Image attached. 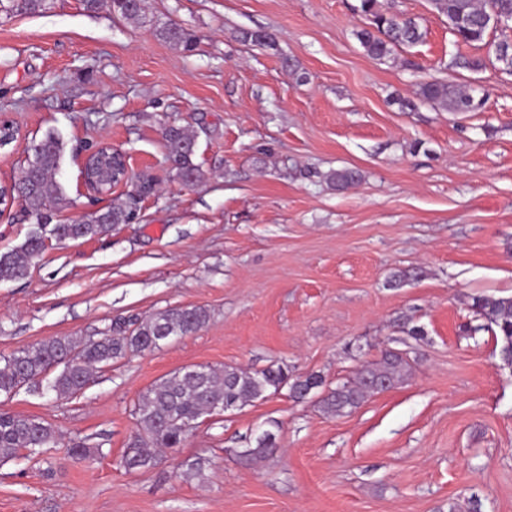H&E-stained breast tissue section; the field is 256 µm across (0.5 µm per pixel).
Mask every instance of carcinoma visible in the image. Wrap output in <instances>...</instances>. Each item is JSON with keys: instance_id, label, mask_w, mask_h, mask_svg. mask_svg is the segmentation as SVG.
I'll return each mask as SVG.
<instances>
[{"instance_id": "cac0c4a2", "label": "carcinoma", "mask_w": 512, "mask_h": 512, "mask_svg": "<svg viewBox=\"0 0 512 512\" xmlns=\"http://www.w3.org/2000/svg\"><path fill=\"white\" fill-rule=\"evenodd\" d=\"M49 0H6L0 8L11 16H30L44 12ZM433 9L448 20V29L455 42L475 46L484 41L492 28L491 18L512 21V0H431ZM112 12L127 20L138 21L144 6L111 0ZM359 11L368 19L367 26L357 32L366 54L379 61L391 58L395 51L411 47L423 40L421 22L390 12L382 0H360ZM163 42L185 52L195 50L199 37L176 23L156 29ZM241 39L259 48L275 47L273 34L265 30H243ZM492 64L504 73H512V39L494 43ZM427 103L445 112H475L483 99L462 89L452 81L431 79L420 83L414 97H399L397 104L412 111L416 102ZM165 159L169 170L186 184L203 181L204 173L193 163L195 135L182 125H168L163 131ZM26 166L21 171L15 192L25 202L26 216L35 221L25 242L18 248L0 254V281H15L27 277L35 260L44 250L43 230L50 223V209L65 204L63 185L57 180L64 154V142L51 131L40 139H32L26 148ZM359 170L342 168L329 172L326 181L336 191L358 185ZM133 195L112 203L72 224H55L51 234L59 240L91 239L105 235L118 224L132 220ZM471 309L499 339V357L503 365L512 368V298L475 296ZM209 314L201 307H178L160 312L131 327L115 321L108 333L94 340H74L56 337L18 350L0 359V395L10 397L24 386L48 379L49 390L58 396L75 395L93 381L97 370L112 365L130 352H145L160 337L187 336L202 329ZM405 363L395 351H387L381 360L360 372L353 381L336 385L323 392L319 403L330 415H340L358 407L375 392L379 380L392 387L403 380ZM288 387L296 399L308 391L323 386L317 374L291 377L282 368L251 371L226 366L215 369L199 367L194 375L182 367L155 382L134 405L136 433L125 449L122 465L128 471L149 469L158 462V452L183 446L189 433L177 427L179 423H196L209 410L224 404L235 408L262 397L267 391ZM54 427L31 415L0 411V462L22 455L36 456L41 449L55 443ZM278 450L276 432L265 430L255 438V446L237 451L243 459L266 458Z\"/></svg>"}]
</instances>
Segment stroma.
<instances>
[{
	"label": "stroma",
	"instance_id": "stroma-1",
	"mask_svg": "<svg viewBox=\"0 0 512 512\" xmlns=\"http://www.w3.org/2000/svg\"><path fill=\"white\" fill-rule=\"evenodd\" d=\"M384 3L423 18L425 36L383 62L356 37L359 0H146L139 21L81 0L0 12V118L17 130L0 148V185L50 131L65 142L69 199L54 223L155 182L135 223L48 238L27 279L0 282V355L97 339L117 317L209 313L198 332L128 354L77 395L0 396V410L58 434L40 457L0 464V512H448L474 499L512 512V368L490 332L464 330L478 323L473 296L512 297V75L451 66L486 50L454 47L430 0ZM170 21L199 36L193 53L156 37ZM256 29L276 49L241 41ZM431 77L471 85L484 106L401 110L397 97ZM172 120L197 137L201 183L165 162ZM103 142L128 154L133 177L108 197L82 177ZM343 167L362 180L339 192L324 176ZM22 208L18 197L0 205L1 253L31 228ZM388 349L405 353L409 377L352 411L328 415L316 396L283 389L205 419L153 468L121 464L138 397L181 367L280 366L329 389ZM274 423L276 454L237 457ZM77 444L101 454L72 457ZM193 460L201 474L184 476Z\"/></svg>",
	"mask_w": 512,
	"mask_h": 512
}]
</instances>
